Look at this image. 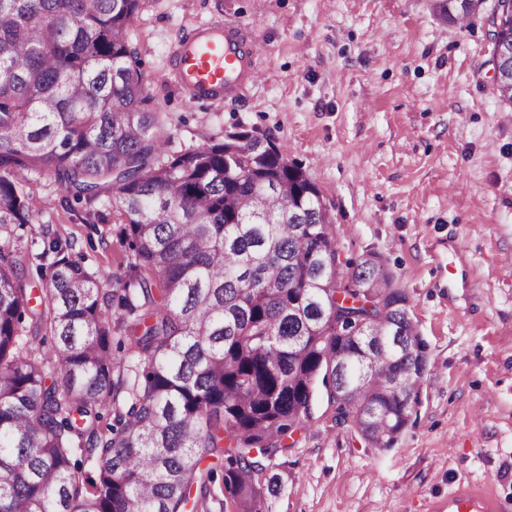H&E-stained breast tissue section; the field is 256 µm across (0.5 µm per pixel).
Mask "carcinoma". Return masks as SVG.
Masks as SVG:
<instances>
[{
    "label": "carcinoma",
    "instance_id": "1",
    "mask_svg": "<svg viewBox=\"0 0 512 512\" xmlns=\"http://www.w3.org/2000/svg\"><path fill=\"white\" fill-rule=\"evenodd\" d=\"M482 2L441 10L463 25ZM139 6L0 0V224L31 223L23 175L48 172L94 222L116 200L134 259L114 318L73 243L0 244V512H204L209 456L232 512H263L318 393L390 448L426 374L381 262L336 284L332 216L300 165L247 132L167 151L126 38ZM492 61L512 70V41ZM349 321L368 333L336 332Z\"/></svg>",
    "mask_w": 512,
    "mask_h": 512
}]
</instances>
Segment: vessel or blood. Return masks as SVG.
Segmentation results:
<instances>
[{"label": "vessel or blood", "instance_id": "1", "mask_svg": "<svg viewBox=\"0 0 512 512\" xmlns=\"http://www.w3.org/2000/svg\"><path fill=\"white\" fill-rule=\"evenodd\" d=\"M261 72L251 30L242 24L209 21L173 47L164 73L193 102L235 98L255 84ZM448 512H490L483 498L463 491L449 500Z\"/></svg>", "mask_w": 512, "mask_h": 512}]
</instances>
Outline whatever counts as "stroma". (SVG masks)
I'll return each instance as SVG.
<instances>
[{
  "label": "stroma",
  "instance_id": "stroma-1",
  "mask_svg": "<svg viewBox=\"0 0 512 512\" xmlns=\"http://www.w3.org/2000/svg\"><path fill=\"white\" fill-rule=\"evenodd\" d=\"M437 0H142L128 40L169 148L227 133L270 139L303 167L334 224L341 262L373 252L426 346L427 373L392 448L324 415L280 457L265 512H448L469 490L512 512V104L490 61L484 0L467 27ZM251 26L263 79L227 102H188L160 81L175 42L207 20ZM32 222L0 224L26 246L70 240L118 291L130 253L120 208L78 220L49 173L28 175ZM463 239L467 273L451 247Z\"/></svg>",
  "mask_w": 512,
  "mask_h": 512
}]
</instances>
